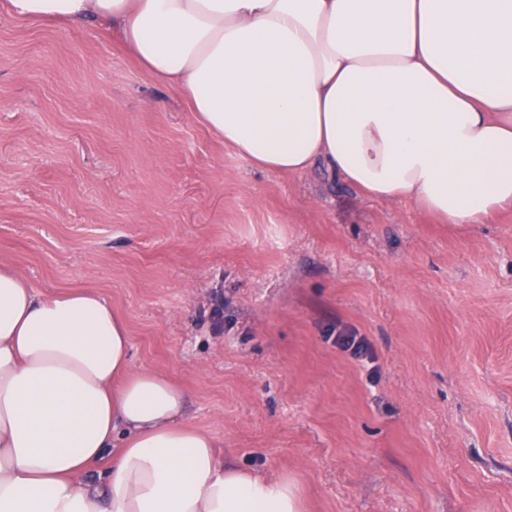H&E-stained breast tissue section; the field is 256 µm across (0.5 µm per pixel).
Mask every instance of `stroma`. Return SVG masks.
<instances>
[{
	"instance_id": "stroma-1",
	"label": "stroma",
	"mask_w": 512,
	"mask_h": 512,
	"mask_svg": "<svg viewBox=\"0 0 512 512\" xmlns=\"http://www.w3.org/2000/svg\"><path fill=\"white\" fill-rule=\"evenodd\" d=\"M0 262L99 292L134 369L303 512H512L511 211L440 224L321 162L257 169L117 29L0 9Z\"/></svg>"
}]
</instances>
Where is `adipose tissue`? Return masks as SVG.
Here are the masks:
<instances>
[{
    "instance_id": "1",
    "label": "adipose tissue",
    "mask_w": 512,
    "mask_h": 512,
    "mask_svg": "<svg viewBox=\"0 0 512 512\" xmlns=\"http://www.w3.org/2000/svg\"><path fill=\"white\" fill-rule=\"evenodd\" d=\"M103 21L253 166L317 161L448 224L512 207V0H7ZM91 291L0 264V512H301L296 486L224 464L185 392L132 370Z\"/></svg>"
}]
</instances>
